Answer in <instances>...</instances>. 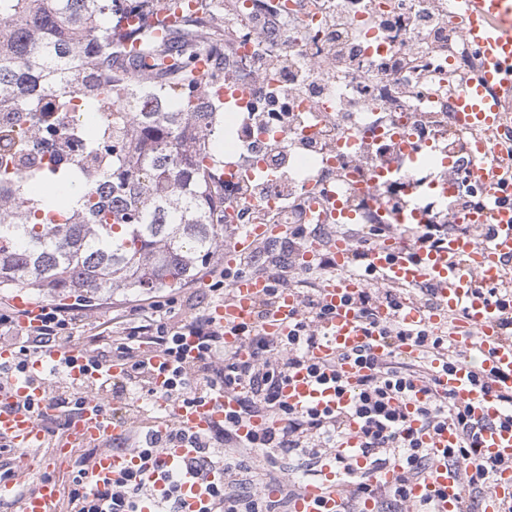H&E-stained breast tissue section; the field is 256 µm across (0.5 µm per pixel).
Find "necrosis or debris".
I'll list each match as a JSON object with an SVG mask.
<instances>
[{
  "label": "necrosis or debris",
  "mask_w": 512,
  "mask_h": 512,
  "mask_svg": "<svg viewBox=\"0 0 512 512\" xmlns=\"http://www.w3.org/2000/svg\"><path fill=\"white\" fill-rule=\"evenodd\" d=\"M241 0L227 44L226 84L244 89L228 127L235 162L225 163L226 215L237 224L325 223L318 196L341 187L345 223L389 225L410 211L456 229L457 198L476 201L462 180L464 134L451 111L449 62L471 58L451 0ZM286 14L287 33L267 30ZM400 94H393V87Z\"/></svg>",
  "instance_id": "obj_1"
}]
</instances>
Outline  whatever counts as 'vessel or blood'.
Returning a JSON list of instances; mask_svg holds the SVG:
<instances>
[{"mask_svg":"<svg viewBox=\"0 0 512 512\" xmlns=\"http://www.w3.org/2000/svg\"><path fill=\"white\" fill-rule=\"evenodd\" d=\"M455 12L466 16L468 42L479 65L453 98V112L460 126L475 129V140L467 143L471 157L468 179L484 194L482 203L459 216L460 223L477 227L481 235L451 234L440 246L426 249L409 246L394 238L373 245L367 257L366 275L344 274L328 279L320 288V301L330 311L324 322V338L310 351L315 361L337 362L338 372L347 384L355 386L362 365L346 353L363 344H371L375 353L389 350L386 341L368 338L354 303L366 276H376L388 286L416 288L422 298L400 300L399 304H379L376 315L385 324H400L413 332L427 330L447 333L454 350H479L481 365L461 359L453 365L435 361V378L441 393L470 404L471 419L482 453L501 459L502 465L492 478V488L484 496L480 512H504L512 504V426L505 425L506 408L494 394L500 387L512 388V340L502 326L512 314V178L499 172L512 162V135L503 131V116L512 111V0H452ZM279 226L257 224L245 227L240 240L230 248L239 253L257 241L277 235ZM330 249L337 267H347L353 255L352 245L344 239L330 244L320 240L307 243L300 252L303 265H311L322 249ZM273 282L267 277L242 273L230 283L224 302L214 307L211 316L224 327V344L247 358L249 349L239 332L255 319L259 302ZM498 289L490 298L489 289ZM276 303L263 323L269 336H284L299 308L295 289L277 290ZM59 352L38 356L27 375L11 378L0 389V442L19 448H35L45 433L17 403L25 396L41 397L38 376L46 359H59ZM493 384L491 392L480 388L481 381ZM283 399L295 409H336L347 405L349 395H336L334 389L316 384L306 371L289 375L281 388ZM238 396L220 392L202 403L186 408L166 398L157 399V430L176 423L195 433L213 428L225 415L238 410ZM126 428L113 418L106 398L89 399L71 420L63 443L55 450L56 462H64L70 445L94 444L104 449L87 474L88 482L112 478L118 472L134 469L138 458L131 454L108 452L111 439ZM434 461L429 475L407 487L411 504L431 502L435 512H460L462 507V471L457 462H449L448 451L460 447L455 428L447 426L420 435ZM18 479L0 481V500L16 501L18 512H54L58 488L54 481L38 484L26 495L18 493ZM346 501L338 492L336 463L328 461L317 480L306 483L292 499V512H347Z\"/></svg>","mask_w":512,"mask_h":512,"instance_id":"vessel-or-blood-1","label":"vessel or blood"}]
</instances>
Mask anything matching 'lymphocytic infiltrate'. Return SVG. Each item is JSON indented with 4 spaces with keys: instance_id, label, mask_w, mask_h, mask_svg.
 <instances>
[{
    "instance_id": "1",
    "label": "lymphocytic infiltrate",
    "mask_w": 512,
    "mask_h": 512,
    "mask_svg": "<svg viewBox=\"0 0 512 512\" xmlns=\"http://www.w3.org/2000/svg\"><path fill=\"white\" fill-rule=\"evenodd\" d=\"M275 294L261 300L258 322L243 332L251 350L243 360L224 347V328L214 322L200 303H188L181 315H174L173 297H154L145 324L133 326L116 316L89 343H82L83 325L72 310L43 306L37 325L22 326L19 314L0 308V344L13 347L10 365H0V384L26 373L35 356L68 348L69 356L41 374V399H27L23 409L36 416L45 431L62 426V416L78 412L86 400L111 395L122 405L126 436L116 441L118 450L137 456L142 467L159 466L161 448L186 442L196 454L183 461V476L200 482L208 496L207 512H285L298 483L296 472L283 460L309 455L317 459L335 455L337 444L358 424L355 455H335L343 493L349 506L373 497L377 512H432L430 504L412 510L406 488L422 479L428 457L418 437L408 427L416 420L421 428L436 430L453 425L464 443L459 451L466 464L464 477L468 500L481 497L487 478L499 468L498 460L481 453L477 434L470 423V405L439 393L432 375L435 358L447 355L448 341L434 333L418 334L424 354L408 360L396 353L379 355L364 346L356 354L366 368L348 405L336 411L309 408L296 410L280 395L289 374L299 369L319 381H338L336 365L313 362L309 351L322 338V323L328 311L318 294L303 295L300 312L284 337L265 335L259 321L272 309ZM161 354L167 371L164 389L155 386L157 369L150 352ZM127 366L122 380H113L112 361ZM94 373L93 386L72 380L70 368ZM217 391L240 394V409L226 417L223 425L209 432L193 434L172 424L165 435L153 434L150 424L135 415L143 399L161 396L191 405ZM414 410H407L408 400ZM269 415L271 423L249 441L239 440L236 428L252 416ZM99 448H85L74 461L58 491L68 512H140L151 489L141 471L98 486L88 484L86 474L99 455ZM367 460L359 468L356 456ZM392 467V483L374 485L376 469ZM220 469L224 480L209 481L211 471Z\"/></svg>"
}]
</instances>
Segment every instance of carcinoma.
<instances>
[{
    "mask_svg": "<svg viewBox=\"0 0 512 512\" xmlns=\"http://www.w3.org/2000/svg\"><path fill=\"white\" fill-rule=\"evenodd\" d=\"M183 0H0V288L48 297L181 287L224 248L216 126L224 82L220 29ZM201 56L211 72L195 71ZM130 112L114 108L116 103ZM112 110L82 126L75 111ZM75 136L72 154L51 135ZM54 167L18 168L25 154ZM55 190L52 205L26 193ZM83 194L73 201L69 187Z\"/></svg>",
    "mask_w": 512,
    "mask_h": 512,
    "instance_id": "1",
    "label": "carcinoma"
}]
</instances>
